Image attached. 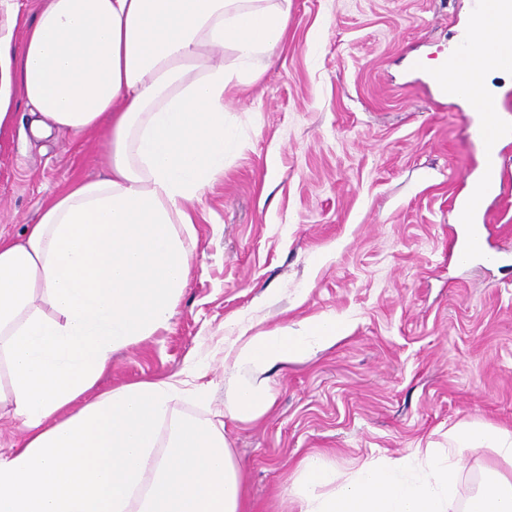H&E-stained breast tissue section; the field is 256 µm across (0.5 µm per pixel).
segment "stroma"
Listing matches in <instances>:
<instances>
[{
  "label": "stroma",
  "mask_w": 512,
  "mask_h": 512,
  "mask_svg": "<svg viewBox=\"0 0 512 512\" xmlns=\"http://www.w3.org/2000/svg\"><path fill=\"white\" fill-rule=\"evenodd\" d=\"M469 0H290L288 33L224 97L234 146L193 210L189 286L167 329L119 350L97 389L178 376L180 416L223 420L246 512H299L297 464L349 475L413 449L447 458L462 424L512 431V138L485 201L494 267L455 261L453 207L481 171L466 102L439 97L414 57L454 51ZM20 110L0 142V235L17 238L72 179L103 175L107 124L34 137ZM322 316L328 348L266 369L258 421L228 419L232 344ZM206 384V400L195 385ZM497 462L467 456L456 512Z\"/></svg>",
  "instance_id": "1"
}]
</instances>
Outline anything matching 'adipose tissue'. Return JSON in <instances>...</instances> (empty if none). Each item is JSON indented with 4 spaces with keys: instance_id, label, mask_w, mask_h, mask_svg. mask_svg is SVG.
Here are the masks:
<instances>
[{
    "instance_id": "ef3b65f1",
    "label": "adipose tissue",
    "mask_w": 512,
    "mask_h": 512,
    "mask_svg": "<svg viewBox=\"0 0 512 512\" xmlns=\"http://www.w3.org/2000/svg\"><path fill=\"white\" fill-rule=\"evenodd\" d=\"M280 0H0V140L16 112L30 130L80 134L109 122L106 173L71 181L27 225L0 238V409L25 431L0 454V512H241V475L220 423L175 417L177 377L95 393L114 352L167 328L187 288L189 206L224 173L232 142L224 94L283 43ZM231 51L229 64L213 50ZM53 316H46V309ZM324 317L248 337L253 372L328 347L348 330ZM272 405L238 385L231 418ZM432 450L346 477L309 456L300 512H449L455 471L484 448L512 466V433L453 429ZM465 512H512V479L493 474Z\"/></svg>"
}]
</instances>
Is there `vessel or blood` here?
Segmentation results:
<instances>
[{
	"label": "vessel or blood",
	"mask_w": 512,
	"mask_h": 512,
	"mask_svg": "<svg viewBox=\"0 0 512 512\" xmlns=\"http://www.w3.org/2000/svg\"><path fill=\"white\" fill-rule=\"evenodd\" d=\"M475 16H492L497 21L494 41L482 42V29L471 25L446 66L431 73V82L440 91H452L461 95L468 93L479 81V75L469 67V59L475 48H482L490 64L498 69L512 70V0H471ZM512 132L502 125L494 113L484 112L470 122V135L482 152L484 167L478 183L483 196L490 197L500 192L502 173L496 147ZM456 221L468 229L462 246L465 253H480L487 264L500 261L501 255L493 249L483 235L488 215L470 199H463L456 205Z\"/></svg>",
	"instance_id": "vessel-or-blood-1"
}]
</instances>
